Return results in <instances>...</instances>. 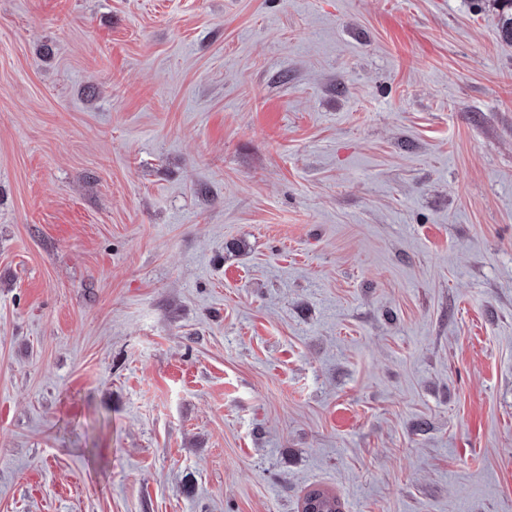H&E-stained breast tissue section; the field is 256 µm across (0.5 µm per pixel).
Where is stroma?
I'll return each instance as SVG.
<instances>
[{"instance_id": "obj_1", "label": "stroma", "mask_w": 512, "mask_h": 512, "mask_svg": "<svg viewBox=\"0 0 512 512\" xmlns=\"http://www.w3.org/2000/svg\"><path fill=\"white\" fill-rule=\"evenodd\" d=\"M492 0H0V512H512ZM337 506V507H336ZM335 495L320 489L310 490L303 498L301 512H340Z\"/></svg>"}]
</instances>
